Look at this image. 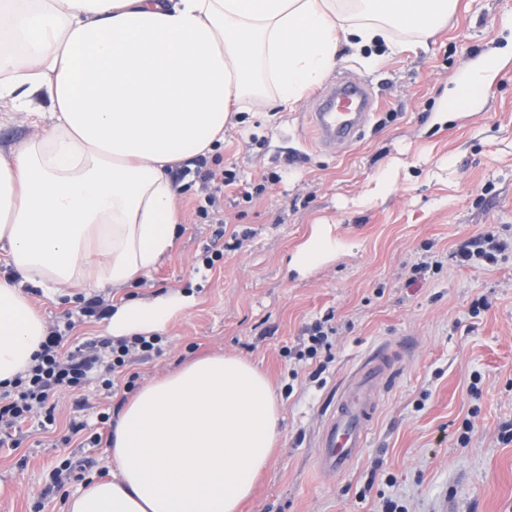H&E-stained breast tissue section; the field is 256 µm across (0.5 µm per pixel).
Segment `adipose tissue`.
<instances>
[{
	"instance_id": "adipose-tissue-1",
	"label": "adipose tissue",
	"mask_w": 512,
	"mask_h": 512,
	"mask_svg": "<svg viewBox=\"0 0 512 512\" xmlns=\"http://www.w3.org/2000/svg\"><path fill=\"white\" fill-rule=\"evenodd\" d=\"M455 0H0V106L40 135L0 150V386L47 335L25 292L140 283L173 250L171 166L211 155L232 101L294 109L339 45L416 50ZM350 241L311 225L288 266L306 275ZM198 303L168 290L114 302L112 339L165 332ZM281 409L269 379L214 353L141 387L115 421L110 478L65 512H239L266 469Z\"/></svg>"
}]
</instances>
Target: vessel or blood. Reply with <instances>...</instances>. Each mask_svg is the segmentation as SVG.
<instances>
[{"label":"vessel or blood","instance_id":"b4317fda","mask_svg":"<svg viewBox=\"0 0 512 512\" xmlns=\"http://www.w3.org/2000/svg\"><path fill=\"white\" fill-rule=\"evenodd\" d=\"M377 109L378 103L366 84L357 80L336 82L322 93L317 108L307 115L310 137L325 149L351 145ZM394 375L393 355L382 349L368 356L338 390L317 436L316 463L322 472L345 473L366 448L378 395Z\"/></svg>","mask_w":512,"mask_h":512}]
</instances>
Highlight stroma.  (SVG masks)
I'll return each mask as SVG.
<instances>
[{
    "label": "stroma",
    "mask_w": 512,
    "mask_h": 512,
    "mask_svg": "<svg viewBox=\"0 0 512 512\" xmlns=\"http://www.w3.org/2000/svg\"><path fill=\"white\" fill-rule=\"evenodd\" d=\"M502 63L479 100L436 122L467 64L489 51ZM377 67L341 46L333 74L369 84L382 108L352 146L325 152L308 143L304 97L273 112L255 98L224 128L209 156L213 169L235 170L224 193V230L237 248L207 277L194 267L217 230L199 216L205 192L195 175L173 167L184 222L173 251L134 293L195 286L198 305L165 334L162 357L136 364L141 382L198 356L223 352L259 367L281 405L277 449L242 512H512V0H457L447 25L426 47L393 54L376 46ZM389 175L386 195L371 193ZM250 193L251 202L241 201ZM332 224L360 242L300 276L288 259L310 226ZM504 242L495 262H461L462 245L485 234ZM439 263L423 274L424 256ZM79 290H29L47 324L79 314ZM330 318L336 333L322 374L315 362L285 357L303 329ZM401 350L396 381L382 391L368 443L350 470L317 468L315 436L351 369L376 349ZM478 393H471L473 375ZM130 394L107 396L97 381L56 398V422L23 424L19 445L0 447V512H63L73 481L43 496L62 460L91 461L86 478L112 472L109 423ZM102 444L64 443L70 421ZM474 429L460 444L464 422Z\"/></svg>",
    "instance_id": "1"
}]
</instances>
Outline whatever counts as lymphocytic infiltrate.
<instances>
[{
	"mask_svg": "<svg viewBox=\"0 0 512 512\" xmlns=\"http://www.w3.org/2000/svg\"><path fill=\"white\" fill-rule=\"evenodd\" d=\"M64 337L60 328L51 329L35 363L16 377L12 390L0 392V444L12 428L36 411H43L45 423H54L55 394L81 388L90 374H97L105 389L134 390L138 375L131 372V365L162 355L164 350L163 339L157 335L113 342L105 352L93 342L64 350Z\"/></svg>",
	"mask_w": 512,
	"mask_h": 512,
	"instance_id": "f902f5d3",
	"label": "lymphocytic infiltrate"
}]
</instances>
